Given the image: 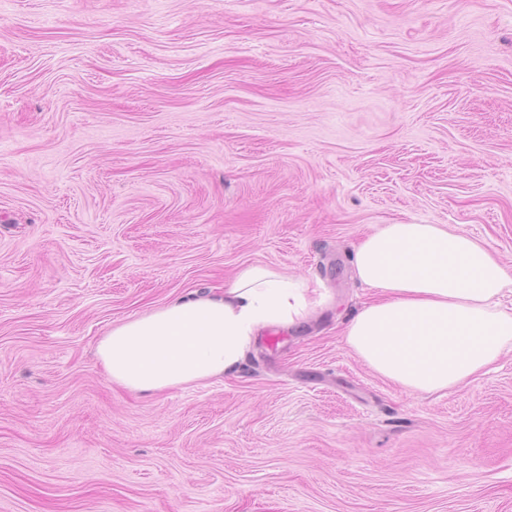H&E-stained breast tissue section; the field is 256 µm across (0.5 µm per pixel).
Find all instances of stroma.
Instances as JSON below:
<instances>
[{
	"mask_svg": "<svg viewBox=\"0 0 512 512\" xmlns=\"http://www.w3.org/2000/svg\"><path fill=\"white\" fill-rule=\"evenodd\" d=\"M408 223L512 266V0H0V512H512V351L422 394L345 343ZM245 264L325 300L112 383V327Z\"/></svg>",
	"mask_w": 512,
	"mask_h": 512,
	"instance_id": "obj_1",
	"label": "stroma"
}]
</instances>
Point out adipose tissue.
I'll list each match as a JSON object with an SVG mask.
<instances>
[{"instance_id": "ef3b65f1", "label": "adipose tissue", "mask_w": 512, "mask_h": 512, "mask_svg": "<svg viewBox=\"0 0 512 512\" xmlns=\"http://www.w3.org/2000/svg\"><path fill=\"white\" fill-rule=\"evenodd\" d=\"M354 266L378 296L350 320L346 344L407 391L464 386L512 348V313L498 307L512 267L485 242L445 224H386L361 241ZM315 294L308 282L245 265L223 291L191 293L113 327L97 356L132 391L203 382L237 370L260 329L307 321Z\"/></svg>"}]
</instances>
